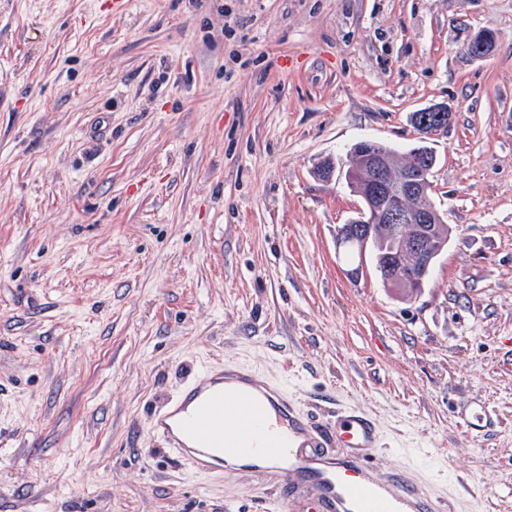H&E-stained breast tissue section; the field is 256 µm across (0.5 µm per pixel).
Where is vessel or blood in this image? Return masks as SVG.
<instances>
[{
	"mask_svg": "<svg viewBox=\"0 0 512 512\" xmlns=\"http://www.w3.org/2000/svg\"><path fill=\"white\" fill-rule=\"evenodd\" d=\"M230 417L232 431L225 428ZM150 427L191 470L217 473L231 460L268 468L311 484L322 512H442L440 501L417 487L371 479L368 459L379 437L367 415L345 410L311 423L287 395L242 368L217 366L192 378L175 401L152 413ZM331 439L354 449V457L327 456Z\"/></svg>",
	"mask_w": 512,
	"mask_h": 512,
	"instance_id": "1",
	"label": "vessel or blood"
}]
</instances>
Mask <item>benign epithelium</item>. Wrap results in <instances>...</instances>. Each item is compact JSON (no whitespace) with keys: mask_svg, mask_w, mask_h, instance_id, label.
<instances>
[{"mask_svg":"<svg viewBox=\"0 0 512 512\" xmlns=\"http://www.w3.org/2000/svg\"><path fill=\"white\" fill-rule=\"evenodd\" d=\"M495 45L496 35L482 31L466 46V53L472 59H483ZM426 111L432 113L433 120L419 126L418 135L423 141L443 133L453 118L446 104L430 106ZM362 159V203L356 217L338 227L336 247L352 245L364 256L375 227L389 229L395 242L394 252L379 272L387 286L417 294L423 290L444 249L441 218L431 204L436 159L416 152L397 172L371 149L364 151Z\"/></svg>","mask_w":512,"mask_h":512,"instance_id":"7a95c632","label":"benign epithelium"}]
</instances>
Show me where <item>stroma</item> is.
<instances>
[{"mask_svg": "<svg viewBox=\"0 0 512 512\" xmlns=\"http://www.w3.org/2000/svg\"><path fill=\"white\" fill-rule=\"evenodd\" d=\"M436 103L452 232L404 299L348 275L360 199L313 169ZM210 365L370 415L376 479L512 512V0H0V512H317L151 432ZM496 45V35L491 31L478 33L466 46V53L472 59H483L490 55Z\"/></svg>", "mask_w": 512, "mask_h": 512, "instance_id": "1", "label": "stroma"}]
</instances>
